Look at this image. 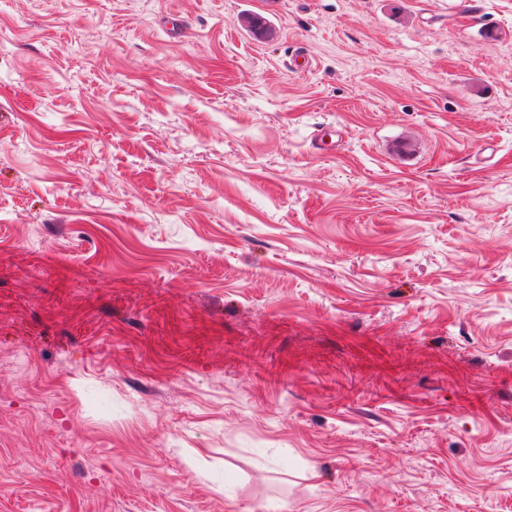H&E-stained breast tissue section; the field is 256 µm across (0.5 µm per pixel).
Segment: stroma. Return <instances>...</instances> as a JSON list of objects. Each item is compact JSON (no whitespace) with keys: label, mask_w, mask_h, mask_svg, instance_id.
<instances>
[{"label":"stroma","mask_w":512,"mask_h":512,"mask_svg":"<svg viewBox=\"0 0 512 512\" xmlns=\"http://www.w3.org/2000/svg\"><path fill=\"white\" fill-rule=\"evenodd\" d=\"M0 512H512V0H0Z\"/></svg>","instance_id":"stroma-1"}]
</instances>
